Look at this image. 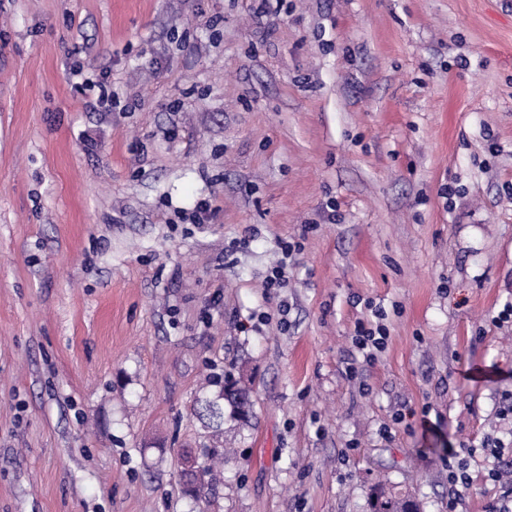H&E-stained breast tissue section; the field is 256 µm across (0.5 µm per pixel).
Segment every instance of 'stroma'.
Segmentation results:
<instances>
[{
	"mask_svg": "<svg viewBox=\"0 0 512 512\" xmlns=\"http://www.w3.org/2000/svg\"><path fill=\"white\" fill-rule=\"evenodd\" d=\"M255 8L0 0V512H448L447 449L512 439V0ZM228 374L254 418L193 500ZM279 246L281 250V258L277 265L271 268V271L264 282V288H266L269 293H276L282 288H287L288 259L291 258L293 252L299 250L297 245L286 240L280 241ZM377 336L376 331L366 328L364 323L360 322L356 326L354 345L367 363L373 362L376 358V352L380 351L385 345L386 332L383 328H377ZM376 512H420V505L410 496H400L388 488H380L374 493Z\"/></svg>",
	"mask_w": 512,
	"mask_h": 512,
	"instance_id": "stroma-1",
	"label": "stroma"
}]
</instances>
